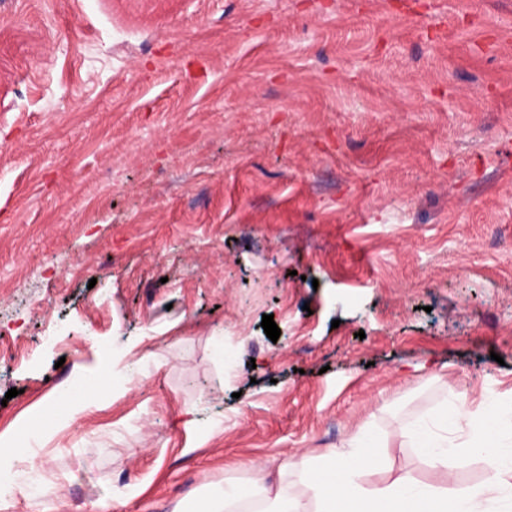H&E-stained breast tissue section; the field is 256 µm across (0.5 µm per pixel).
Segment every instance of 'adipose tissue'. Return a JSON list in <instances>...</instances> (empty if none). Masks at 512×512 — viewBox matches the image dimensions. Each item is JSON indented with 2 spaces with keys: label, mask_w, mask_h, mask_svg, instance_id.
Here are the masks:
<instances>
[{
  "label": "adipose tissue",
  "mask_w": 512,
  "mask_h": 512,
  "mask_svg": "<svg viewBox=\"0 0 512 512\" xmlns=\"http://www.w3.org/2000/svg\"><path fill=\"white\" fill-rule=\"evenodd\" d=\"M111 368L98 367L73 392L54 396L45 411L19 420L0 433V457L30 460V442L60 424H72L112 391ZM463 428L465 440H449ZM408 446L431 466L463 470L474 460L485 466L478 485L434 486L398 476L366 486L360 477L381 464L386 440L362 426L339 447L313 458L294 453L276 471L255 468L249 482L215 487L207 498L183 500L176 512H512V403L493 402L480 414L465 403L441 405L402 430ZM297 477L304 495L288 493L284 477Z\"/></svg>",
  "instance_id": "adipose-tissue-1"
}]
</instances>
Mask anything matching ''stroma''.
I'll list each match as a JSON object with an SVG mask.
<instances>
[{
	"mask_svg": "<svg viewBox=\"0 0 512 512\" xmlns=\"http://www.w3.org/2000/svg\"><path fill=\"white\" fill-rule=\"evenodd\" d=\"M108 355L0 512H173L367 424L365 484L481 483L401 429L512 401V0H0V431Z\"/></svg>",
	"mask_w": 512,
	"mask_h": 512,
	"instance_id": "35a3bbf8",
	"label": "stroma"
}]
</instances>
